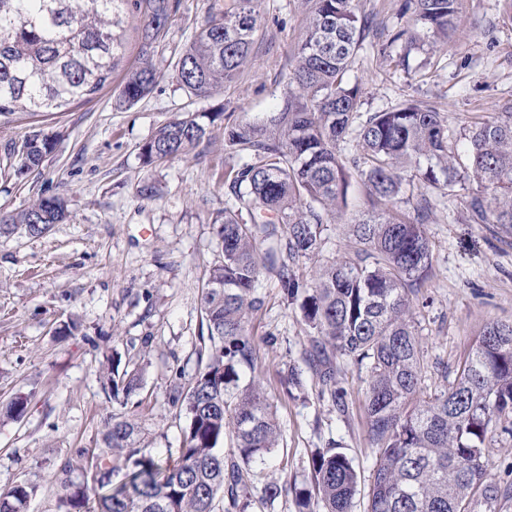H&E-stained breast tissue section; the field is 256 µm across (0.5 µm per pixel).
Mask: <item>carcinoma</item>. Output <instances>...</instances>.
Returning a JSON list of instances; mask_svg holds the SVG:
<instances>
[{
  "instance_id": "carcinoma-1",
  "label": "carcinoma",
  "mask_w": 512,
  "mask_h": 512,
  "mask_svg": "<svg viewBox=\"0 0 512 512\" xmlns=\"http://www.w3.org/2000/svg\"><path fill=\"white\" fill-rule=\"evenodd\" d=\"M183 0H0V126L16 116H37L90 99L111 83L125 54L124 28L139 18L143 56L180 15ZM460 0H412L413 23L390 43L419 48L427 38H448ZM260 0L215 2L184 47L176 81L191 96L206 97L233 81L247 63L260 18ZM379 30L359 14L357 0H314L289 72L290 91L265 120L224 124V145L250 161L228 174L239 206L216 215L222 260L202 288L201 324L206 357L171 403L186 419L178 455L162 458L138 444L135 419H104L106 448L87 453L91 483L67 478L64 512H251L252 465L280 445L276 409L260 380L239 384L241 368L254 369L257 351L250 317L263 306L256 294L263 272H274L285 298L301 299L312 339L308 364L323 385H336L340 356L367 368V435L376 450L367 512H496L512 494L491 473L485 440L501 416L512 414V323L491 322L478 334L451 386L424 396V350L412 320L413 299L432 266L425 224L431 196L473 185L467 219L497 224L512 235V103L486 122L454 134L437 107L400 102L362 115L353 59ZM159 79L153 65L127 71L115 106L130 108ZM221 113L177 115L142 146L144 163L177 157L202 144L207 123ZM359 153L347 158L340 144ZM55 132L29 133L10 146L21 177L54 153ZM359 173L374 210L348 224L355 258L321 267L311 281L290 264L322 251L326 224L343 221L348 171ZM416 171L420 192L414 216L386 205L403 190L402 173ZM66 217L58 196H39L0 216V235L22 230L40 237ZM143 367L134 361L108 369L112 400L125 405L141 389ZM28 396L18 394L6 416L21 420ZM127 473L112 483V458ZM316 502L300 512H349L358 474L342 453L314 464ZM35 486L23 481L0 491V512H26Z\"/></svg>"
}]
</instances>
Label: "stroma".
Masks as SVG:
<instances>
[{
    "mask_svg": "<svg viewBox=\"0 0 512 512\" xmlns=\"http://www.w3.org/2000/svg\"><path fill=\"white\" fill-rule=\"evenodd\" d=\"M211 2L184 0L181 15L146 59L139 55L136 25L128 23L125 67L147 60L160 74L152 93L132 108H116L113 82L91 101L23 115L0 128V168L8 146L31 131L59 134L39 170L20 180L0 178V214L41 194L64 197L68 205L65 222L43 236H0V402L16 393L30 398L23 421L0 415V490L22 481L36 485L28 512H58L62 466H70L73 481H83L87 450L103 447V418L120 410L101 375L111 353L145 366L136 411L141 445L163 456L181 445L185 422L170 395L198 368L201 287L222 258L213 219L235 202L225 170L245 158L225 149L222 120L210 124L203 153L147 166L140 148L179 113L264 119L276 112L312 7L311 0H263L248 64L233 82L197 98L179 89L173 74ZM405 3L358 2L360 13L384 27L358 51L351 71L362 88V112L406 99L428 101L457 132L512 101V0H461L448 42L408 55L388 42L389 31L412 21ZM403 54L404 67L397 63ZM146 182L155 191L149 200L139 195ZM469 196L460 188L437 197L427 224L432 272L412 312L428 363L422 383L428 395L453 380L486 323L512 322V237L494 224L468 223ZM322 237V252L296 261L301 279L326 262L352 257L344 225H326ZM257 293L264 301L250 323L257 360L241 378L261 379L278 410L282 441L253 467V512H299L296 496L311 490L313 461L327 450L352 461L359 484L350 512H365L375 462L364 409L369 374L340 358L335 387L323 386L307 369L308 329L298 305L284 299L269 272ZM291 366L302 370L304 385L287 394L279 374ZM486 448L496 479L512 484L511 416L491 429ZM270 483L288 484V495L262 503Z\"/></svg>",
    "mask_w": 512,
    "mask_h": 512,
    "instance_id": "obj_1",
    "label": "stroma"
}]
</instances>
